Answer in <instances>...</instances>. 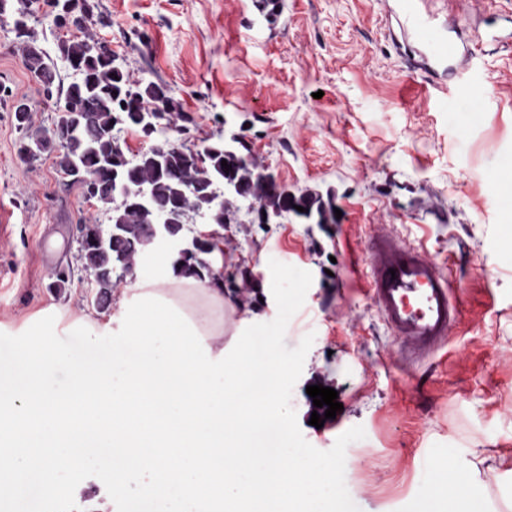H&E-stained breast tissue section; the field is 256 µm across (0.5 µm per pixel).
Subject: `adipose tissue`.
I'll list each match as a JSON object with an SVG mask.
<instances>
[{
    "instance_id": "adipose-tissue-1",
    "label": "adipose tissue",
    "mask_w": 512,
    "mask_h": 512,
    "mask_svg": "<svg viewBox=\"0 0 512 512\" xmlns=\"http://www.w3.org/2000/svg\"><path fill=\"white\" fill-rule=\"evenodd\" d=\"M88 342L119 337L107 363L47 377L62 358L48 333L0 364V487L11 512L38 473L52 494L61 472L96 467L109 496L137 484L144 512H319L324 473L268 449L262 429L288 418L276 385L288 367L224 338V291L166 276L122 290L115 310L34 313Z\"/></svg>"
}]
</instances>
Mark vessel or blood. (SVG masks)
<instances>
[{
    "instance_id": "b4317fda",
    "label": "vessel or blood",
    "mask_w": 512,
    "mask_h": 512,
    "mask_svg": "<svg viewBox=\"0 0 512 512\" xmlns=\"http://www.w3.org/2000/svg\"><path fill=\"white\" fill-rule=\"evenodd\" d=\"M462 19L447 13L431 41H445L449 71L468 63L449 33L460 32ZM369 291L373 305L399 344L403 359L415 363L445 345L456 319L453 288L447 274L423 249L403 243L393 230L381 227L368 246Z\"/></svg>"
}]
</instances>
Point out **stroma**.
<instances>
[{
	"label": "stroma",
	"instance_id": "stroma-1",
	"mask_svg": "<svg viewBox=\"0 0 512 512\" xmlns=\"http://www.w3.org/2000/svg\"><path fill=\"white\" fill-rule=\"evenodd\" d=\"M90 33L107 40L136 78L163 81L196 125L203 149L245 137L260 166L291 192L334 194L330 224L288 215L227 224L224 324L240 317L250 339L288 365L278 401L289 432L280 446L303 466L329 463L321 512H419L442 468L454 466L481 512H512V6L447 0L466 19L474 53L466 72L431 82L408 69L418 36L402 37L382 0H93ZM38 0L28 19L56 67L55 91L75 75L60 62L62 31ZM495 26L498 41L486 37ZM26 102L51 128L53 102L27 70L12 17L0 20V362L25 342L22 327L51 306L97 310L93 276L79 259V227L110 214L86 201L54 161L17 155L14 106ZM394 225L456 287L447 344L405 365L376 312L367 244ZM71 273L52 289L58 270ZM70 365L110 356L117 342L60 335ZM338 393L343 408L310 423L307 387ZM102 486L96 470L61 478L33 512H78Z\"/></svg>",
	"mask_w": 512,
	"mask_h": 512
}]
</instances>
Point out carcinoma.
<instances>
[{"label": "carcinoma", "instance_id": "obj_1", "mask_svg": "<svg viewBox=\"0 0 512 512\" xmlns=\"http://www.w3.org/2000/svg\"><path fill=\"white\" fill-rule=\"evenodd\" d=\"M17 38L29 72L36 78L44 93L53 95L55 68L46 61L42 52L33 49L28 34L19 31ZM102 40L93 36L82 39H64L57 45L58 57L69 66H79L77 78L64 95L58 97L64 111L58 121L69 124L81 123L78 134L62 146L63 156L73 159L71 184L83 188L90 171L105 175L103 166L117 167L143 190L141 198L134 202H118L120 189L112 187L100 190L87 197L112 211L111 224L103 226L94 217L81 225L80 260L89 271L98 288L100 303L112 296V289L119 284L121 269H133L139 254L152 243L153 229L161 211L172 215V225L179 228L184 214H204L213 224L228 220L237 221L240 207L237 202L248 201V211L253 215L252 223H264L261 208L264 202V180L258 175L261 167L248 162L251 150L240 143L229 145L223 138L209 143V152L204 165H197L200 151L187 145L189 125L194 118L185 112L181 104L166 90L163 82L145 83L132 76L129 70L118 74L108 55L101 52ZM133 94L144 108L157 104L168 113L166 122L151 131L144 129L138 115L120 112L121 97ZM23 132L17 154L28 163L37 156L28 153L51 135L48 129L35 125L32 112H27L24 122L17 124ZM135 129L154 143L168 142L171 149L162 161H157L154 148L142 152L137 159L127 158L119 141L118 133L124 129ZM227 161L222 167L221 161ZM307 209L303 216L317 217V223H327L332 216V205L316 194L295 195L282 191L281 202L273 212L278 217L294 210V206ZM176 275L207 280L220 285L217 274L195 263L189 255L173 262Z\"/></svg>", "mask_w": 512, "mask_h": 512}]
</instances>
